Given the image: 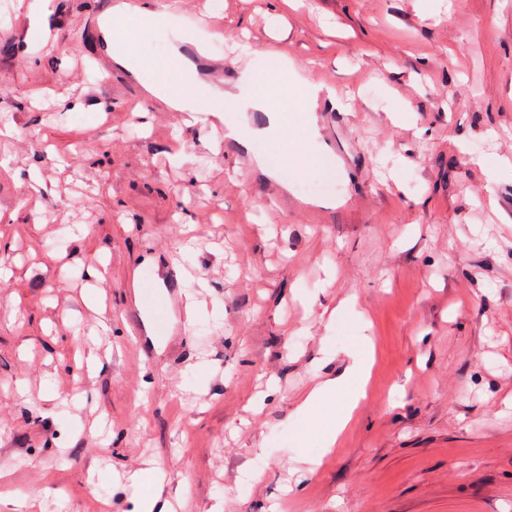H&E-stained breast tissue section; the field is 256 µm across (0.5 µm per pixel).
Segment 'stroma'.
Listing matches in <instances>:
<instances>
[{
    "label": "stroma",
    "mask_w": 512,
    "mask_h": 512,
    "mask_svg": "<svg viewBox=\"0 0 512 512\" xmlns=\"http://www.w3.org/2000/svg\"><path fill=\"white\" fill-rule=\"evenodd\" d=\"M151 2L177 19L138 58L189 53L201 0ZM111 19L56 0L47 41L24 6L0 29V512H128L117 475L153 466L175 512H512V0H222L200 95L275 53L327 90L282 95L284 139L235 113L249 145L220 153L113 60ZM285 140L326 169L259 171ZM166 262L170 347L124 320L129 275ZM344 381L366 397L330 446L301 405Z\"/></svg>",
    "instance_id": "stroma-1"
}]
</instances>
